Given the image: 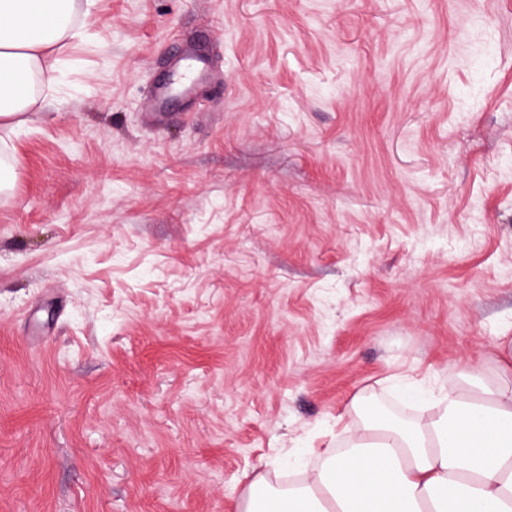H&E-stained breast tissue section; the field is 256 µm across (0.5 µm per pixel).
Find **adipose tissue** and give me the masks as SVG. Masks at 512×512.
Segmentation results:
<instances>
[{"instance_id": "ef3b65f1", "label": "adipose tissue", "mask_w": 512, "mask_h": 512, "mask_svg": "<svg viewBox=\"0 0 512 512\" xmlns=\"http://www.w3.org/2000/svg\"><path fill=\"white\" fill-rule=\"evenodd\" d=\"M76 14L77 0H0V128H22L34 83H56L48 52ZM500 349L495 382L442 393L420 420H370L297 484L253 474L238 512H512V338Z\"/></svg>"}]
</instances>
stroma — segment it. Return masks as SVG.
Instances as JSON below:
<instances>
[{
	"label": "stroma",
	"instance_id": "stroma-1",
	"mask_svg": "<svg viewBox=\"0 0 512 512\" xmlns=\"http://www.w3.org/2000/svg\"><path fill=\"white\" fill-rule=\"evenodd\" d=\"M9 140L0 512H237L512 336V0H92ZM209 85L144 115L179 46Z\"/></svg>",
	"mask_w": 512,
	"mask_h": 512
}]
</instances>
